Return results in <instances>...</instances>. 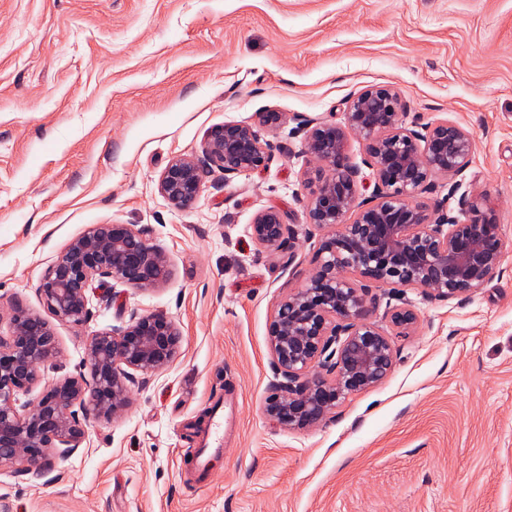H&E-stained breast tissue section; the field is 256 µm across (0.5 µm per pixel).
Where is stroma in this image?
Masks as SVG:
<instances>
[{
	"label": "stroma",
	"instance_id": "stroma-1",
	"mask_svg": "<svg viewBox=\"0 0 512 512\" xmlns=\"http://www.w3.org/2000/svg\"><path fill=\"white\" fill-rule=\"evenodd\" d=\"M394 87L410 119L474 133L464 189L488 191L512 243V0H0V308L46 315L40 281L94 224L148 228L173 276L104 285L87 327L53 322L59 354L38 382L84 370L87 332L131 314L173 317L172 364L137 375L128 407L38 470L0 471V512H512V246L466 300L415 303L392 372L307 430L274 426L268 343L279 302L316 265L302 126ZM265 168L212 170L185 210L158 193L208 129L254 124ZM280 209L295 260L260 248L255 215ZM224 446L208 482L192 457L210 400Z\"/></svg>",
	"mask_w": 512,
	"mask_h": 512
}]
</instances>
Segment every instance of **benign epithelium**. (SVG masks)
I'll list each match as a JSON object with an SVG mask.
<instances>
[{
	"label": "benign epithelium",
	"mask_w": 512,
	"mask_h": 512,
	"mask_svg": "<svg viewBox=\"0 0 512 512\" xmlns=\"http://www.w3.org/2000/svg\"><path fill=\"white\" fill-rule=\"evenodd\" d=\"M406 105L389 85H373L347 101L345 124H304L301 153L308 224L328 230L318 264L303 287L282 299L269 325V348L281 380L264 412L276 425L306 430L322 423L349 395L381 384L395 362L393 336L418 326L414 305L387 306L385 325L369 320L378 308L374 289L412 288L425 301L472 296L494 279L508 243L492 218L485 191L459 198V212L423 201L470 167L475 135L456 122L406 123ZM362 141L361 167L348 156L347 132ZM270 160L257 127L226 121L212 127L201 155L172 158L158 179L160 195L177 209L201 195L204 177L254 171ZM371 184L365 197L360 188ZM249 233L261 248L288 250L293 228L280 210L258 212ZM173 275L169 256L133 224H94L74 238L46 270L38 288L43 305L58 321L85 325L94 281L112 280L155 288ZM181 332L163 312L131 314L110 329L85 338L89 375L68 377L25 399L40 370L57 357L51 324L17 305L0 332V469L21 464L40 469L52 451H75L90 421L110 418L129 403L133 373L152 375L175 358Z\"/></svg>",
	"instance_id": "1"
}]
</instances>
